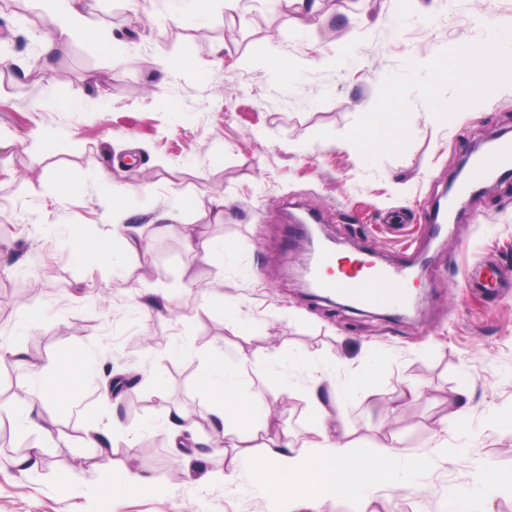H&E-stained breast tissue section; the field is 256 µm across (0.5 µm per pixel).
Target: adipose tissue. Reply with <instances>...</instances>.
<instances>
[{
	"label": "adipose tissue",
	"mask_w": 512,
	"mask_h": 512,
	"mask_svg": "<svg viewBox=\"0 0 512 512\" xmlns=\"http://www.w3.org/2000/svg\"><path fill=\"white\" fill-rule=\"evenodd\" d=\"M43 2L56 23L55 32L43 40L39 53L42 64L48 66L65 51L74 35L87 34L88 29L80 22L81 0ZM146 233V226L124 224L113 232L111 241L93 242L77 234L72 247L83 262L97 265L115 254H136L145 243ZM204 383L212 395L208 419L215 428L228 435L244 428L256 432L264 427L265 421L257 417L256 409L264 404L265 395L244 389L234 371L220 363L212 364ZM347 392L374 396L372 375L352 377L341 390L326 368H308L302 393L309 408L313 441L299 449L286 443L259 454L246 449L240 452L260 486L282 491L288 500V512H318L323 498L339 493L370 502L380 478L409 486L413 474L429 469L445 449L440 443L412 458L387 449L368 457L355 455L350 443L342 438L346 431L343 395Z\"/></svg>",
	"instance_id": "obj_1"
}]
</instances>
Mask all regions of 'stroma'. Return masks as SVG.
Listing matches in <instances>:
<instances>
[{"label": "stroma", "mask_w": 512, "mask_h": 512, "mask_svg": "<svg viewBox=\"0 0 512 512\" xmlns=\"http://www.w3.org/2000/svg\"><path fill=\"white\" fill-rule=\"evenodd\" d=\"M20 2L32 18L0 4V412L10 422L0 512H278L280 496L235 467V449L208 450L203 363L242 357L252 366L241 385L282 405L255 445L307 439L302 358L335 364L340 385L371 367L376 396L346 400L357 451L377 453L392 433L406 457L438 442L452 449L410 487L379 484L373 512H448L450 494L477 483L487 495L469 512H512V488L496 479L512 471V428L502 423L512 415V179L471 197L442 232L427 222L471 144L512 135V87L445 123L412 95L409 145L374 165L344 138L387 75L480 41L488 25L512 26V0H409L402 12L391 0H319L311 12L297 0H244L233 15L214 0L193 26L168 20V0H97L88 24L121 37L116 54L80 37L47 67L39 40L55 24L38 0ZM390 26L400 29L392 41ZM273 51L291 75L272 76ZM168 60L185 66L168 74ZM54 99L73 107L52 109ZM96 100L108 110L91 111ZM52 130L66 131L67 145L41 150ZM63 178L80 190L58 197ZM289 202L323 213L341 245L419 263L414 315L306 297L302 254L288 250L281 219ZM163 210L175 220L137 254L90 266L69 249L73 234L107 239L114 225ZM184 224L223 241V255L188 253ZM478 262L494 273L485 296L465 284ZM47 270L48 288L23 298L25 280ZM106 294L111 306H99ZM144 334L157 345L137 346ZM28 358L45 365L41 378ZM115 374L133 383L116 406L100 396ZM30 389L46 401L25 419L18 406ZM460 392L470 414L459 425L447 415ZM179 406L199 420L177 443L166 411ZM115 420L117 452L84 448L87 431ZM47 421L64 441L42 434ZM171 465L183 481L167 479ZM127 469L153 485L129 489Z\"/></svg>", "instance_id": "35a3bbf8"}]
</instances>
